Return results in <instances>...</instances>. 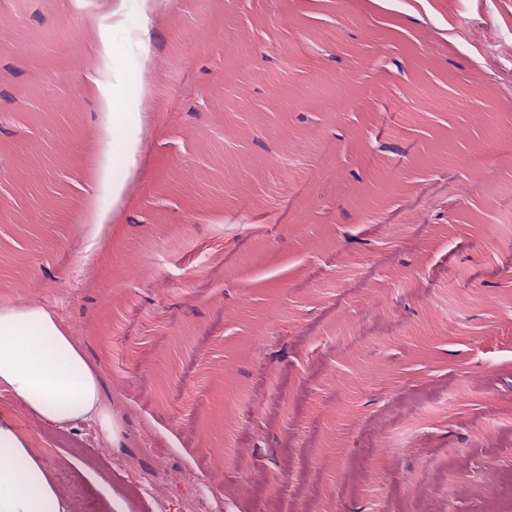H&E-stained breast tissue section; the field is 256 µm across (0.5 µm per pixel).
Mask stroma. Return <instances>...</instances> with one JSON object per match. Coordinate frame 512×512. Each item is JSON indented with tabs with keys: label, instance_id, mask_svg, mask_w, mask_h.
<instances>
[{
	"label": "stroma",
	"instance_id": "stroma-1",
	"mask_svg": "<svg viewBox=\"0 0 512 512\" xmlns=\"http://www.w3.org/2000/svg\"><path fill=\"white\" fill-rule=\"evenodd\" d=\"M9 303L117 427L0 387L73 512H512V0H0ZM135 98H129L124 107L118 104L112 95L104 94V103L108 111L112 110V132L123 131L124 137L120 142L112 140V155L107 153L104 159L103 169L107 174L112 165V170L119 166L127 159L132 157L138 146V139L134 133V123L131 122L132 117L137 114L130 112L135 106ZM224 502L216 487L198 488L184 501L181 512H222Z\"/></svg>",
	"mask_w": 512,
	"mask_h": 512
}]
</instances>
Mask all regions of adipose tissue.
<instances>
[{
	"instance_id": "1",
	"label": "adipose tissue",
	"mask_w": 512,
	"mask_h": 512,
	"mask_svg": "<svg viewBox=\"0 0 512 512\" xmlns=\"http://www.w3.org/2000/svg\"><path fill=\"white\" fill-rule=\"evenodd\" d=\"M134 100H106L112 128L123 131L105 165L132 157L138 140L132 123ZM0 386L10 388L25 411L51 425L66 427L99 420L116 437L106 411L98 376L73 338L43 307L25 304L0 308ZM44 470L40 458L0 423V512H71Z\"/></svg>"
}]
</instances>
